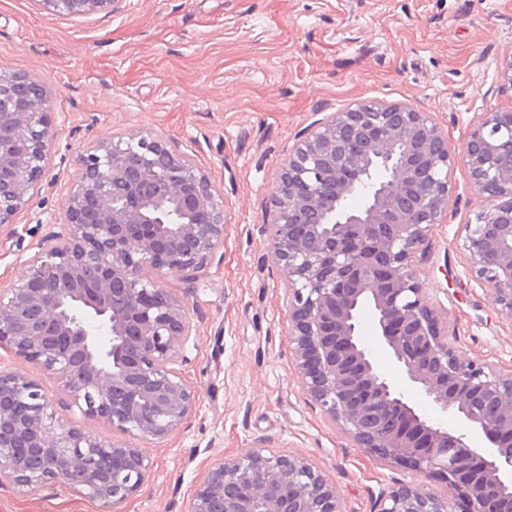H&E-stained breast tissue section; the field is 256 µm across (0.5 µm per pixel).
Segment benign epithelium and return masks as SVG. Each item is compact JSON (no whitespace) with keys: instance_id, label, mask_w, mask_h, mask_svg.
Returning a JSON list of instances; mask_svg holds the SVG:
<instances>
[{"instance_id":"benign-epithelium-1","label":"benign epithelium","mask_w":512,"mask_h":512,"mask_svg":"<svg viewBox=\"0 0 512 512\" xmlns=\"http://www.w3.org/2000/svg\"><path fill=\"white\" fill-rule=\"evenodd\" d=\"M86 15L120 0H42ZM499 90L512 97V45ZM42 84L0 75V228L30 199L54 136ZM512 124L486 112L455 153L429 114L362 100L298 135L276 173L272 262L287 276L288 344L305 393L360 448L426 478L399 483L374 512H512V374L461 359L448 316L419 282L416 255L443 223L459 160L481 199L463 224L472 274L512 320ZM60 231L38 243L27 274L0 289V348L60 380L71 406L140 438L176 431L197 393L171 367L191 336L185 304L161 277L195 276L224 245V203L208 177L150 135L105 140L78 156ZM381 167L387 178L349 207ZM369 309L377 344L413 392L463 429H448L381 374L362 340ZM480 433L483 448L470 445ZM152 472L138 446L59 421L40 383L0 372V485L33 494L56 479L104 509L136 495ZM185 512H344L336 485L308 460L263 447L215 460Z\"/></svg>"}]
</instances>
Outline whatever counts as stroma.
<instances>
[{
    "label": "stroma",
    "mask_w": 512,
    "mask_h": 512,
    "mask_svg": "<svg viewBox=\"0 0 512 512\" xmlns=\"http://www.w3.org/2000/svg\"><path fill=\"white\" fill-rule=\"evenodd\" d=\"M512 44V0H123L118 12L69 16L42 0H0V71L42 82L54 137L49 167L17 228L0 233V287L27 271L37 239L58 229L78 155L136 133L191 159L224 201V245L198 277L168 274L193 335L177 364L199 400L161 440H139L153 476L112 512H183L215 459L264 446L298 454L331 478L345 512H373L406 480L442 482L384 463L329 423L305 395L288 346L287 277L269 258L265 228L276 172L318 113L358 100L428 113L462 148L484 113L512 109L499 90ZM417 275L457 328L465 359L512 373V320L466 271L458 246L480 207L462 163ZM39 381L56 416L114 442L130 434L85 419L57 379L0 348V371ZM0 512H102L65 481L24 495L0 486Z\"/></svg>",
    "instance_id": "35a3bbf8"
}]
</instances>
